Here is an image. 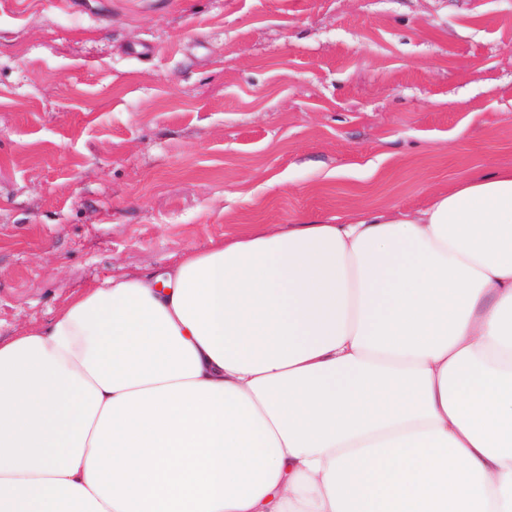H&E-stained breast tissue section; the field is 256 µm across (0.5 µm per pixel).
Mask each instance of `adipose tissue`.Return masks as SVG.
Instances as JSON below:
<instances>
[{
    "mask_svg": "<svg viewBox=\"0 0 512 512\" xmlns=\"http://www.w3.org/2000/svg\"><path fill=\"white\" fill-rule=\"evenodd\" d=\"M0 512H512V166L0 340Z\"/></svg>",
    "mask_w": 512,
    "mask_h": 512,
    "instance_id": "1",
    "label": "adipose tissue"
}]
</instances>
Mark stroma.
<instances>
[{"label": "stroma", "mask_w": 512, "mask_h": 512, "mask_svg": "<svg viewBox=\"0 0 512 512\" xmlns=\"http://www.w3.org/2000/svg\"><path fill=\"white\" fill-rule=\"evenodd\" d=\"M511 165L512 0H0V338Z\"/></svg>", "instance_id": "stroma-1"}]
</instances>
